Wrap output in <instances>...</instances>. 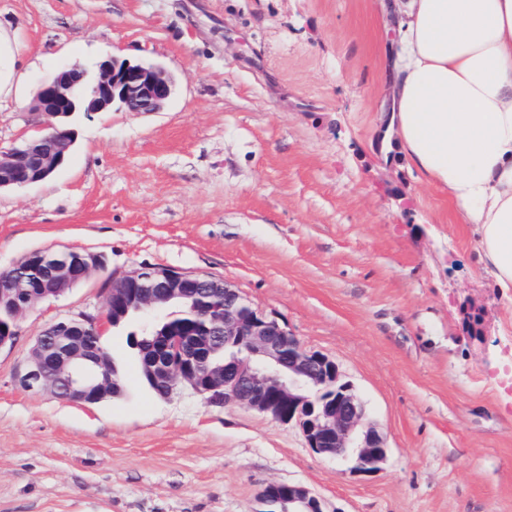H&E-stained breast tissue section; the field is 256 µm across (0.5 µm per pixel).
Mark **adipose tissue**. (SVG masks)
I'll return each mask as SVG.
<instances>
[{"instance_id":"ef3b65f1","label":"adipose tissue","mask_w":512,"mask_h":512,"mask_svg":"<svg viewBox=\"0 0 512 512\" xmlns=\"http://www.w3.org/2000/svg\"><path fill=\"white\" fill-rule=\"evenodd\" d=\"M397 42L388 151L441 191L512 288V0H382Z\"/></svg>"}]
</instances>
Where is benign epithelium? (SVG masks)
<instances>
[{"instance_id": "benign-epithelium-1", "label": "benign epithelium", "mask_w": 512, "mask_h": 512, "mask_svg": "<svg viewBox=\"0 0 512 512\" xmlns=\"http://www.w3.org/2000/svg\"><path fill=\"white\" fill-rule=\"evenodd\" d=\"M176 79L153 62L132 64L108 56L90 70L78 63L62 66L36 94L47 128L56 118L75 112H107L118 105L127 112H157L172 97ZM71 135L44 132L23 144L0 150V191L48 179L65 162ZM104 259L79 250H36L15 264L0 283V301L12 310L11 324L0 326V348L14 342L19 316L42 300L58 296L87 279ZM106 318L121 320L129 311L141 319V335L153 322L185 300L217 298L208 332L224 338V358L212 361L215 349L193 333L161 340L150 357L152 378L166 386L182 383L213 404L241 405L282 424L297 425L308 445L329 461L352 460L361 474L379 470L388 447L380 431L363 424L364 407L351 385L342 381L334 360L306 348L287 327L257 310L230 283L206 274L143 265L105 281ZM100 316L81 314L48 325L36 337L19 383L29 391H48L72 402L94 404L120 390L106 373L109 357L88 347L80 326L98 324ZM266 509L275 512H323L307 488L269 483L260 492Z\"/></svg>"}]
</instances>
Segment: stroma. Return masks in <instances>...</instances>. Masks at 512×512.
Returning a JSON list of instances; mask_svg holds the SVG:
<instances>
[{"mask_svg": "<svg viewBox=\"0 0 512 512\" xmlns=\"http://www.w3.org/2000/svg\"><path fill=\"white\" fill-rule=\"evenodd\" d=\"M0 148L44 118L66 63L155 61L157 112L75 114L48 180L0 193V272L37 249L101 254L0 348V512H261L271 482L325 512H512V290L483 270L445 193L378 138L389 37L376 0H0ZM151 264L238 288L333 359L386 438L379 471L316 455L295 425L138 378L104 324L124 394L83 405L22 389L44 327L99 314L107 278Z\"/></svg>", "mask_w": 512, "mask_h": 512, "instance_id": "1", "label": "stroma"}]
</instances>
